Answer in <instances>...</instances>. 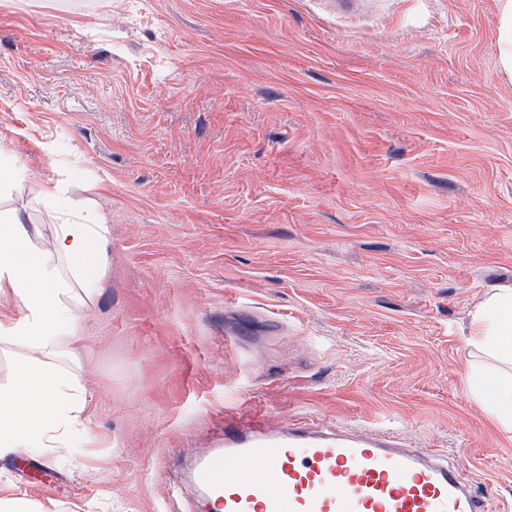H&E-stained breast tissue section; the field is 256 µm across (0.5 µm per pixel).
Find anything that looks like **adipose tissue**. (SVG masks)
I'll use <instances>...</instances> for the list:
<instances>
[{
    "label": "adipose tissue",
    "mask_w": 512,
    "mask_h": 512,
    "mask_svg": "<svg viewBox=\"0 0 512 512\" xmlns=\"http://www.w3.org/2000/svg\"><path fill=\"white\" fill-rule=\"evenodd\" d=\"M41 202L53 218L44 247L18 215L0 214V298L22 309L20 317H0V350L26 351L11 383L0 386V458L94 440L85 415L89 392L71 369L77 358L70 346L85 334L80 308L107 282L110 226L59 186L44 187ZM469 342L502 365L494 376L474 370L470 378L485 411L512 435V287H490L473 308Z\"/></svg>",
    "instance_id": "obj_1"
}]
</instances>
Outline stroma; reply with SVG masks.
Here are the masks:
<instances>
[{"label": "stroma", "mask_w": 512, "mask_h": 512, "mask_svg": "<svg viewBox=\"0 0 512 512\" xmlns=\"http://www.w3.org/2000/svg\"><path fill=\"white\" fill-rule=\"evenodd\" d=\"M501 0H0V198L103 213L80 311L97 442L0 459L48 512H198L177 460L225 415L397 435L512 512V439L474 398L468 313L512 286ZM182 485L176 506L167 489Z\"/></svg>", "instance_id": "obj_1"}]
</instances>
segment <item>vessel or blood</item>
Returning <instances> with one entry per match:
<instances>
[{
	"mask_svg": "<svg viewBox=\"0 0 512 512\" xmlns=\"http://www.w3.org/2000/svg\"><path fill=\"white\" fill-rule=\"evenodd\" d=\"M190 478L216 512H484L466 472L427 449L307 422L232 418Z\"/></svg>",
	"mask_w": 512,
	"mask_h": 512,
	"instance_id": "b4317fda",
	"label": "vessel or blood"
}]
</instances>
